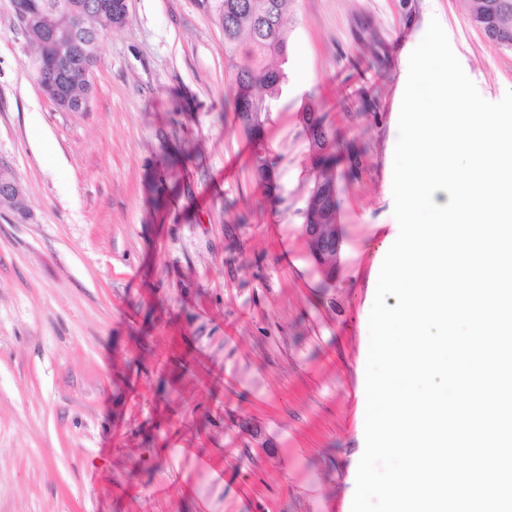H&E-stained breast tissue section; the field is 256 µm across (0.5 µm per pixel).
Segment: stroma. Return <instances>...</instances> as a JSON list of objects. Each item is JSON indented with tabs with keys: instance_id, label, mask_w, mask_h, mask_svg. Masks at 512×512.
<instances>
[{
	"instance_id": "35a3bbf8",
	"label": "stroma",
	"mask_w": 512,
	"mask_h": 512,
	"mask_svg": "<svg viewBox=\"0 0 512 512\" xmlns=\"http://www.w3.org/2000/svg\"><path fill=\"white\" fill-rule=\"evenodd\" d=\"M434 17L483 98L512 90L462 0H293L273 202L199 0H127L85 112L43 96L0 0V161L29 213L0 207V512H347L392 142ZM311 104L339 140L332 270L303 233Z\"/></svg>"
}]
</instances>
